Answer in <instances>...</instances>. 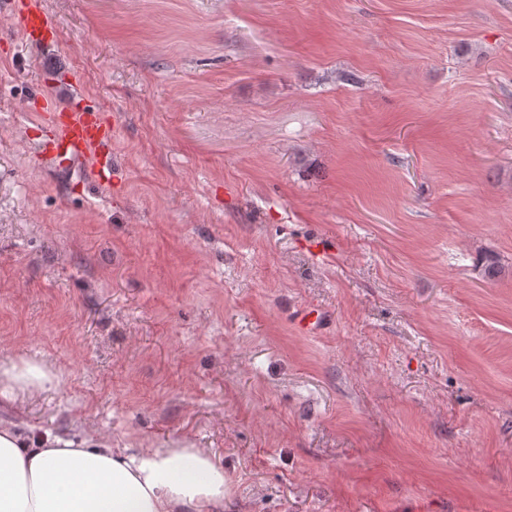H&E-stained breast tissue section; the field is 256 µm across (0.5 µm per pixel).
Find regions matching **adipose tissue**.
Wrapping results in <instances>:
<instances>
[{
  "instance_id": "obj_1",
  "label": "adipose tissue",
  "mask_w": 512,
  "mask_h": 512,
  "mask_svg": "<svg viewBox=\"0 0 512 512\" xmlns=\"http://www.w3.org/2000/svg\"><path fill=\"white\" fill-rule=\"evenodd\" d=\"M61 385L39 362H0L8 402L22 405ZM225 492L211 450L188 439L116 448L93 433L0 419V512H224Z\"/></svg>"
}]
</instances>
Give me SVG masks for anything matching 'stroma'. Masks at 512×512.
Returning <instances> with one entry per match:
<instances>
[{
	"mask_svg": "<svg viewBox=\"0 0 512 512\" xmlns=\"http://www.w3.org/2000/svg\"><path fill=\"white\" fill-rule=\"evenodd\" d=\"M0 4V361L227 512H512V0ZM114 117L112 181L33 103ZM328 323L302 331L305 307ZM9 4L11 19L27 44L54 42L53 21L37 0H10Z\"/></svg>",
	"mask_w": 512,
	"mask_h": 512,
	"instance_id": "stroma-1",
	"label": "stroma"
}]
</instances>
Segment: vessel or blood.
<instances>
[{
	"label": "vessel or blood",
	"instance_id": "obj_1",
	"mask_svg": "<svg viewBox=\"0 0 512 512\" xmlns=\"http://www.w3.org/2000/svg\"><path fill=\"white\" fill-rule=\"evenodd\" d=\"M10 5L11 19L26 43H52L53 21L39 0H10ZM42 103L43 151L54 166L69 169L90 159L103 160L112 141V123L103 113L75 95L60 103L46 94Z\"/></svg>",
	"mask_w": 512,
	"mask_h": 512
}]
</instances>
